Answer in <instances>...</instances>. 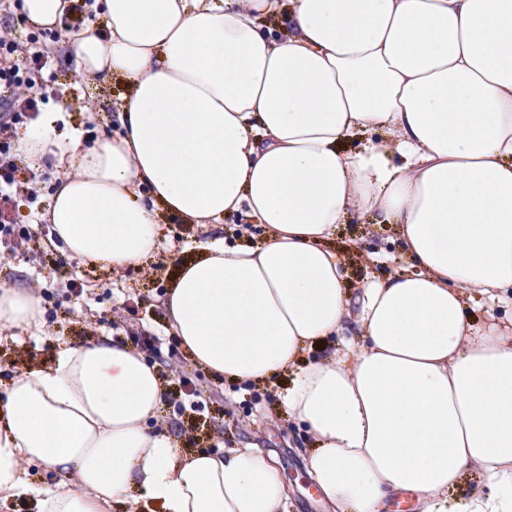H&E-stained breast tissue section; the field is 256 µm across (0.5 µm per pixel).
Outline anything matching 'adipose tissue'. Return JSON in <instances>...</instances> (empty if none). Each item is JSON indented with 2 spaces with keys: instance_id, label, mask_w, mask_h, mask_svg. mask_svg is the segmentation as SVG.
I'll return each mask as SVG.
<instances>
[{
  "instance_id": "obj_1",
  "label": "adipose tissue",
  "mask_w": 512,
  "mask_h": 512,
  "mask_svg": "<svg viewBox=\"0 0 512 512\" xmlns=\"http://www.w3.org/2000/svg\"><path fill=\"white\" fill-rule=\"evenodd\" d=\"M70 43L89 82L126 89L118 133L79 145L40 113L20 138L63 171L47 221L69 256L115 268L158 246L159 219L262 225L258 246H208L165 300L207 373H292L281 403L316 446L332 512H512V330L473 326L467 295L512 288V0H101ZM395 224L419 267L343 286L323 247L355 216ZM30 292L0 289V327L36 328ZM360 339L299 366L348 328ZM163 398L142 354L105 337L0 393V495L26 465L74 470L40 512L141 499L165 512H284L259 448L177 459L148 421ZM486 492L456 500L466 470Z\"/></svg>"
}]
</instances>
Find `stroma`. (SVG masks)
<instances>
[{"instance_id":"1","label":"stroma","mask_w":512,"mask_h":512,"mask_svg":"<svg viewBox=\"0 0 512 512\" xmlns=\"http://www.w3.org/2000/svg\"><path fill=\"white\" fill-rule=\"evenodd\" d=\"M18 3L0 0V36L22 47L35 45L47 51V67L32 89L40 110L62 105L65 120L81 131L85 147L117 131L115 114L123 84L110 80L90 88L62 40L64 32L91 24L85 0H71L68 11L52 29L30 22ZM14 176L13 216L21 224L39 218L55 191L58 169L36 167L20 158ZM39 230L37 244L19 246L0 260V288L38 289L45 311L40 329L0 328V391L15 373L50 369L59 351L102 336L123 339L129 330L142 329L148 335L169 338L163 301L181 263L199 258L213 238H223L229 245L256 244L264 235L262 225L244 224L234 216L209 230L166 215L160 221L158 247L152 258L135 267L114 269L63 256L53 243L50 225H40ZM330 244L342 257L346 284L352 289L384 271H415L401 253L396 227L389 224L353 220L339 226ZM73 279L83 283V295L69 291ZM132 299L137 302L139 320L128 328L120 324L117 312ZM287 383L284 376L248 386L225 383L223 402L199 410L188 408L179 416L184 432L176 439L177 448L183 455L210 451L215 444L226 450L250 446L275 450L288 486V512H329L303 466L312 440L279 406V395Z\"/></svg>"}]
</instances>
